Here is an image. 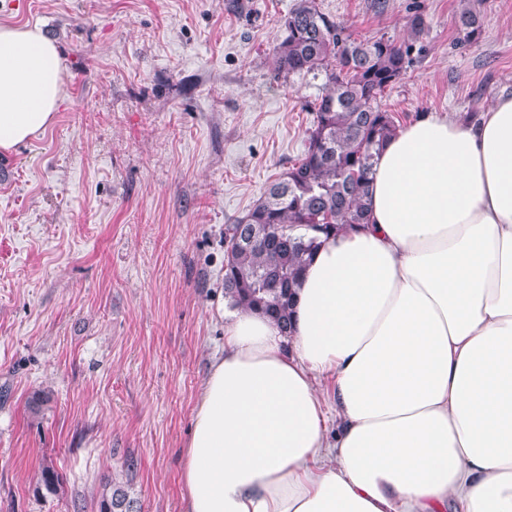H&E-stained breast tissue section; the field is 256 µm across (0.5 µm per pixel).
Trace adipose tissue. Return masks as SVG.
Wrapping results in <instances>:
<instances>
[{
	"label": "adipose tissue",
	"mask_w": 512,
	"mask_h": 512,
	"mask_svg": "<svg viewBox=\"0 0 512 512\" xmlns=\"http://www.w3.org/2000/svg\"><path fill=\"white\" fill-rule=\"evenodd\" d=\"M63 97L56 44L0 25V151ZM367 207L307 266L291 335L225 315L186 512H512V96L400 127Z\"/></svg>",
	"instance_id": "adipose-tissue-1"
}]
</instances>
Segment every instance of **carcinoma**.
Listing matches in <instances>:
<instances>
[{"instance_id": "1", "label": "carcinoma", "mask_w": 512, "mask_h": 512, "mask_svg": "<svg viewBox=\"0 0 512 512\" xmlns=\"http://www.w3.org/2000/svg\"><path fill=\"white\" fill-rule=\"evenodd\" d=\"M456 27L467 41L481 34L477 11L463 3ZM275 47L280 73L320 71L327 90L311 106L304 154L234 224L224 228V291L233 308L260 309L288 336L291 306L303 271L340 225L367 223V196L380 153L399 127L384 108L385 90L400 78L413 46L384 38L356 42L321 12L297 0ZM116 487L102 492L99 512H133Z\"/></svg>"}]
</instances>
